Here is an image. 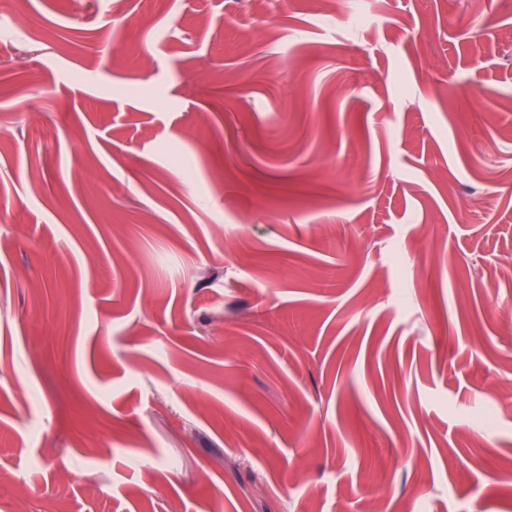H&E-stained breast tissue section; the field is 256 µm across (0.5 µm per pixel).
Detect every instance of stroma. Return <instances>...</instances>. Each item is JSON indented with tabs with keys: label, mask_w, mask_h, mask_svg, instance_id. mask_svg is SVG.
<instances>
[{
	"label": "stroma",
	"mask_w": 512,
	"mask_h": 512,
	"mask_svg": "<svg viewBox=\"0 0 512 512\" xmlns=\"http://www.w3.org/2000/svg\"><path fill=\"white\" fill-rule=\"evenodd\" d=\"M168 8L0 0V512H512V0Z\"/></svg>",
	"instance_id": "obj_1"
}]
</instances>
